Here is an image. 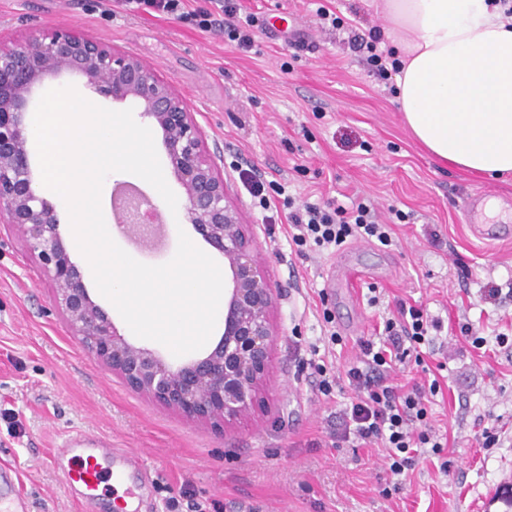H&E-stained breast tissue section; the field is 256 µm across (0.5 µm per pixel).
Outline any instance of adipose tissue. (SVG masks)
I'll return each instance as SVG.
<instances>
[{"mask_svg": "<svg viewBox=\"0 0 512 512\" xmlns=\"http://www.w3.org/2000/svg\"><path fill=\"white\" fill-rule=\"evenodd\" d=\"M395 102L415 140L457 170L512 173V24L493 0H382Z\"/></svg>", "mask_w": 512, "mask_h": 512, "instance_id": "1", "label": "adipose tissue"}]
</instances>
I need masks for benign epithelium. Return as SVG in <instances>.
<instances>
[{
    "mask_svg": "<svg viewBox=\"0 0 512 512\" xmlns=\"http://www.w3.org/2000/svg\"><path fill=\"white\" fill-rule=\"evenodd\" d=\"M62 76L138 106L141 117L161 134L168 166L184 189L186 220L224 257V331L201 357L168 361L121 334L84 287L60 234L55 205L37 193L28 107L37 85ZM0 222L23 238L47 277L53 308L72 335L132 391L215 429L264 406L277 340L268 270L228 200L224 174L188 105L141 59L70 30L0 41Z\"/></svg>",
    "mask_w": 512,
    "mask_h": 512,
    "instance_id": "obj_1",
    "label": "benign epithelium"
}]
</instances>
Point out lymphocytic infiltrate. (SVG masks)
Masks as SVG:
<instances>
[{"label": "lymphocytic infiltrate", "instance_id": "1", "mask_svg": "<svg viewBox=\"0 0 512 512\" xmlns=\"http://www.w3.org/2000/svg\"><path fill=\"white\" fill-rule=\"evenodd\" d=\"M132 14L160 13L199 30L220 29L229 42L243 52L256 46L255 30L260 21L255 14L242 13L239 0H205L192 7L188 0H120ZM384 40L380 28L366 33L348 32V45L359 53L370 72L380 79H390L397 73L399 62L392 50L382 49ZM239 176L262 209L273 206V196L283 199L288 209V237L299 255L307 251L336 252L349 243L375 241L383 246L392 243V228L382 222L372 203L358 198L351 205L295 204L285 196L280 183L263 180L256 168L240 170ZM438 319L419 306L399 302L397 313L384 320L380 340L360 342V363L336 377L325 365L312 367L315 385L323 395H331L340 379H347L355 396L347 412L348 424L356 440L364 445L379 444L386 450L385 460L392 475L399 476L411 469L419 449L440 453L442 444L428 423V398L437 394L440 383L429 386L413 385L411 389L395 385L388 372L394 363L414 360L423 365V346L433 341L432 334L440 330Z\"/></svg>", "mask_w": 512, "mask_h": 512}]
</instances>
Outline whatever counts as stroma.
<instances>
[{"mask_svg":"<svg viewBox=\"0 0 512 512\" xmlns=\"http://www.w3.org/2000/svg\"><path fill=\"white\" fill-rule=\"evenodd\" d=\"M274 19L258 33L260 53L238 51L218 32L166 17L131 15L115 0H0V36L35 28L75 31L134 53L172 82L224 169L228 199L255 241L276 290L277 330L266 406L224 430L181 417L130 390L70 333L50 303L37 261L0 223V468L15 479L29 512H81L58 478L53 454L87 432L133 452L149 475L136 512H165L168 497L216 503L218 512H504L492 496L512 483V238L488 245L463 222L462 202L488 191L512 201V175L488 178L437 163L407 128L388 84L368 73L346 44L349 29L388 28L367 0H241ZM345 29L322 31L317 6ZM309 33L293 53L286 32ZM256 166L298 202L370 198L381 215L406 213L392 246L359 243L357 268L373 283L329 285L332 258L297 255L285 212L267 215L238 177ZM379 302L367 303L368 292ZM422 304L440 319L425 367L394 366L396 382L439 380L430 419L442 455H421L400 481L382 467L379 448L336 440L339 415L354 396L340 383L321 395L311 363L344 374L398 301ZM341 335L331 343L323 310ZM470 326L464 336L461 326ZM487 337L477 349L472 335ZM496 429V447L482 445ZM393 494L382 498V488Z\"/></svg>","mask_w":512,"mask_h":512,"instance_id":"stroma-1","label":"stroma"}]
</instances>
